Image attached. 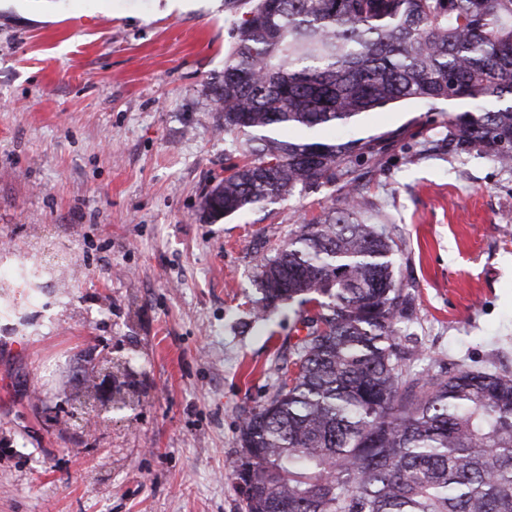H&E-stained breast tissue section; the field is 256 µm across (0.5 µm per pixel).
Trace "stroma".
Instances as JSON below:
<instances>
[{
    "mask_svg": "<svg viewBox=\"0 0 512 512\" xmlns=\"http://www.w3.org/2000/svg\"><path fill=\"white\" fill-rule=\"evenodd\" d=\"M233 23L224 0H0V263L67 257L0 288V512H240L241 421L296 340L293 310L253 320L257 263L342 184L203 214L239 151L213 106ZM446 119L408 102L338 134H399L354 187L398 246L404 333L512 371V170L436 147ZM110 361L130 407L73 416Z\"/></svg>",
    "mask_w": 512,
    "mask_h": 512,
    "instance_id": "stroma-1",
    "label": "stroma"
}]
</instances>
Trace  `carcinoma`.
Listing matches in <instances>:
<instances>
[{"mask_svg": "<svg viewBox=\"0 0 512 512\" xmlns=\"http://www.w3.org/2000/svg\"><path fill=\"white\" fill-rule=\"evenodd\" d=\"M237 16L214 89L241 159L203 196L215 218L350 174L399 133H326L398 102L464 101L442 147L512 169V0H224ZM342 207L258 267L256 318L297 307L306 335L240 426L241 512H512V372H413L414 296L395 242Z\"/></svg>", "mask_w": 512, "mask_h": 512, "instance_id": "cac0c4a2", "label": "carcinoma"}]
</instances>
